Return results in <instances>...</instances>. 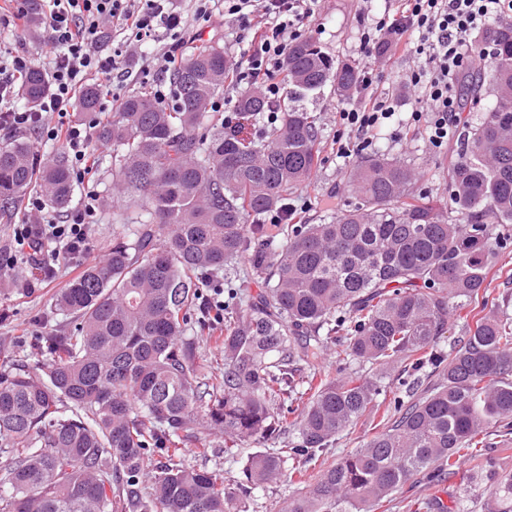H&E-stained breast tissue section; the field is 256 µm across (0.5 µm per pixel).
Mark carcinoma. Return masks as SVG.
<instances>
[{"label": "carcinoma", "instance_id": "cac0c4a2", "mask_svg": "<svg viewBox=\"0 0 512 512\" xmlns=\"http://www.w3.org/2000/svg\"><path fill=\"white\" fill-rule=\"evenodd\" d=\"M485 85L493 104L460 133L441 165L448 202L415 190L417 169L362 155L346 183L359 202L321 224L264 223L310 180L321 154L316 117L296 102L331 86L347 97L357 67L312 40L288 47L276 123L253 139L208 111L224 95L230 61L208 43L171 74L168 109L133 91L96 138L126 208L106 258L58 293L67 323L18 347L0 368V512H248L255 491L283 475L306 488L285 512H371L417 475L476 460L487 437L512 439V316L487 309V275L512 224V23L488 36ZM49 91L33 70L19 95L36 106ZM101 90L78 101L95 112ZM242 119L267 109L237 96ZM65 213L74 177L64 146L38 160L18 135L0 145V211L31 193ZM245 283L224 277L236 261ZM257 290H251V286ZM224 289V367L204 363L199 334L213 328ZM477 310L449 351L439 346L451 309ZM344 365L403 367L438 380L384 431L337 463L312 462L374 406L381 384L351 372L321 376L327 352ZM294 415L288 421V415ZM271 441L240 476L187 465L182 449L234 457Z\"/></svg>", "mask_w": 512, "mask_h": 512}]
</instances>
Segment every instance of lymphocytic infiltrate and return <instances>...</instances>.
<instances>
[{
  "label": "lymphocytic infiltrate",
  "instance_id": "obj_1",
  "mask_svg": "<svg viewBox=\"0 0 512 512\" xmlns=\"http://www.w3.org/2000/svg\"><path fill=\"white\" fill-rule=\"evenodd\" d=\"M198 20L224 22L240 30L247 41L242 60L225 75L230 89H261L268 102V122H275L284 94L277 75L282 70L296 29L313 14L318 0H195ZM505 0H402L398 11L376 22L362 35L365 64L359 71L357 104L336 111L339 125L353 130L356 145L339 144L344 158L361 153L370 134L394 119L392 102L375 96L372 59L390 52L412 53L420 64L411 73L415 105L409 124L424 130L433 151L447 148L464 122L456 91L458 76L484 66L487 57L474 53L473 34L489 30L501 18ZM47 26L44 58L51 90L36 107L18 108L13 101L19 85L34 66L33 59L12 50H0V131L27 132L64 145L80 177H93L100 147L93 128L72 119L79 92L93 78L111 80L119 64L103 48L108 31L146 44L159 33L170 37L161 54L164 71L177 67V53L188 34L185 17L173 0H48L42 5ZM14 242L0 252V269L12 266L19 253L35 257L51 250L53 257L86 262L91 247L88 226L100 212L99 198L90 191L80 208L64 220L49 213L44 201L29 199Z\"/></svg>",
  "mask_w": 512,
  "mask_h": 512
}]
</instances>
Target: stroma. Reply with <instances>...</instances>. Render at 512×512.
Listing matches in <instances>:
<instances>
[{"label": "stroma", "instance_id": "35a3bbf8", "mask_svg": "<svg viewBox=\"0 0 512 512\" xmlns=\"http://www.w3.org/2000/svg\"><path fill=\"white\" fill-rule=\"evenodd\" d=\"M399 0H320L314 14L302 26L303 37L316 42L332 56L361 64L360 37L373 16L395 10ZM109 51L119 53L124 65L122 72L115 74L112 81L113 93L127 95L142 87H155L157 83L168 82L165 73L145 74L139 71L135 61V48L126 45L123 36H115L107 43ZM378 74L373 90L382 97L391 98L398 112H410L415 95L406 82V76L413 69L411 58L385 54L375 61ZM344 100L336 96L331 88H324L320 94L303 100L302 105L317 117L320 131L321 163L311 178L308 191H296L294 200L310 199L311 207L307 221L319 223L327 216L328 210H338L354 205L355 199L344 189L346 162L336 156L337 141L352 140L349 129L336 123V109ZM373 150L391 158L407 159L424 175L418 183L419 189L431 198L447 201L448 181L439 166L440 154L432 152L425 144L423 132L410 136L391 134L383 127L373 133ZM100 195L101 209L96 224L90 227L92 246L91 260L99 262L105 247L112 241V212L117 207V192L110 168H100L94 186ZM85 182L76 184V200H83L88 188ZM57 273L47 280H39L34 262L25 255H18L16 263L0 273L4 279L25 278L36 280L32 289L15 287L0 289V312L7 313V320L0 322V365L10 358L16 349L19 337L44 334L62 323V316L45 320L61 288L79 272L77 266L67 261L56 264ZM490 461L485 469L476 468L473 461L460 464L453 475L441 479L426 480L414 477L401 486L386 504L387 512H441L437 506L438 493H445L450 512H497L499 496L497 481L512 474V446L504 447L495 443L486 449Z\"/></svg>", "mask_w": 512, "mask_h": 512}]
</instances>
